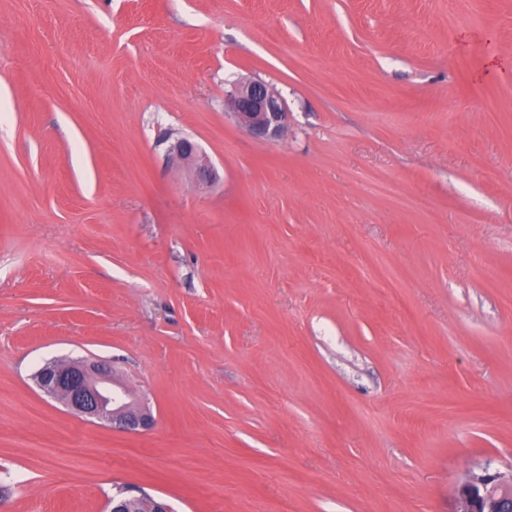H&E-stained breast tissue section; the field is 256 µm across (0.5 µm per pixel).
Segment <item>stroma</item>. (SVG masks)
Returning <instances> with one entry per match:
<instances>
[{
    "instance_id": "35a3bbf8",
    "label": "stroma",
    "mask_w": 512,
    "mask_h": 512,
    "mask_svg": "<svg viewBox=\"0 0 512 512\" xmlns=\"http://www.w3.org/2000/svg\"><path fill=\"white\" fill-rule=\"evenodd\" d=\"M241 76L283 139L226 113ZM57 358L106 362L152 429L45 396ZM488 464L512 0H0V512H453ZM229 114L252 136L279 140L288 129V106L281 96L255 78H241L229 94ZM167 151L173 159L193 170L198 185L209 186L218 180L217 170L202 159L198 145L189 138H176Z\"/></svg>"
}]
</instances>
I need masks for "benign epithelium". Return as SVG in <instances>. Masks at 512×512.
Wrapping results in <instances>:
<instances>
[{"label": "benign epithelium", "mask_w": 512, "mask_h": 512, "mask_svg": "<svg viewBox=\"0 0 512 512\" xmlns=\"http://www.w3.org/2000/svg\"><path fill=\"white\" fill-rule=\"evenodd\" d=\"M228 105L231 116L257 139L276 141L288 129L286 102L259 79L234 82ZM168 153L193 170L197 184L209 186L218 180L217 170L202 159L198 145L189 138L175 139ZM35 380L44 394L62 401L75 414L105 421L123 432L138 434L154 423L147 409L128 401L127 387L112 378L102 361L55 360L41 366ZM455 500L454 512H512V474L492 471L487 465L458 483ZM136 503L137 512H169L150 495L137 497Z\"/></svg>", "instance_id": "benign-epithelium-1"}]
</instances>
